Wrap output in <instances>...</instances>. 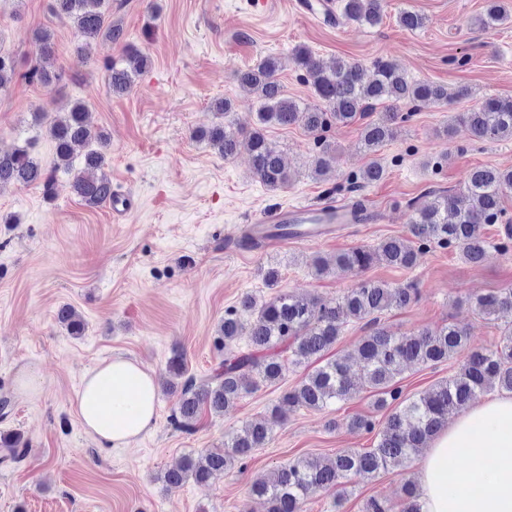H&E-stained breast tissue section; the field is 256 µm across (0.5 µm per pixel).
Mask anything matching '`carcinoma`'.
I'll return each mask as SVG.
<instances>
[{
	"instance_id": "1",
	"label": "carcinoma",
	"mask_w": 512,
	"mask_h": 512,
	"mask_svg": "<svg viewBox=\"0 0 512 512\" xmlns=\"http://www.w3.org/2000/svg\"><path fill=\"white\" fill-rule=\"evenodd\" d=\"M341 2L343 13L350 20L371 26L382 21V0ZM46 9L50 17L75 29L82 50L100 39L117 40L122 34L120 26L112 23L111 0H48ZM507 20L506 9L497 0H489L480 25L489 27ZM398 21L411 30L427 23L425 16L411 11L400 13ZM32 40L38 53L25 77L47 86L61 81L63 71L56 66L53 31L46 27L36 29ZM294 61L310 78L317 103L303 104L289 97L277 78L283 62L269 55L239 73L240 83L258 102L256 126L242 131L220 121L200 134L226 160L246 150L253 176L271 190L285 187L291 176L281 151L267 138L269 126L297 125L312 135L319 150L311 162V175L323 180L331 173L335 161L325 138L331 126L353 123L375 111L376 106H383L378 119L365 123L361 131L363 151L373 154L394 137L396 125L408 118L397 111L398 107L421 101L448 103L469 96L466 87L450 92L441 85L412 81L388 61L376 62L374 75L368 81L358 64L338 59L325 67L307 48L297 49ZM147 64L148 57L141 51L129 50L125 65L109 67L107 92L124 94ZM16 74L15 59L0 52V90L10 85ZM32 118L37 127L47 125L54 144L52 165H46L37 156L34 139L0 150V187L37 185L52 200L58 191V173L62 172L68 176L71 193L85 205L96 207L112 199V180L104 172L110 141L104 131L91 130L88 106L76 101L47 124L40 112L33 113ZM455 121L465 125L478 141L512 139V99L486 97L472 109L456 115ZM385 174V167L373 159L354 180L375 183ZM511 189L512 170L477 168L465 186L471 201L467 209L459 208L456 197L450 193L435 194L429 203L415 208L410 233L423 245L453 248L465 262L480 264L490 249L484 226L496 224L503 217L502 198ZM415 261L416 252L408 240L387 237L374 247H356L336 254L335 264L340 270L364 271L375 262L409 269ZM416 297L415 288H393L374 280H364L329 302L287 290L278 291L262 303L252 295L242 296L237 305L225 311L214 340L217 346L228 349L232 342L245 337L250 352L228 351L218 367L201 380L188 374L183 354L176 352L169 359L168 371L180 381L179 399L172 414L174 426L191 432L202 411L223 414L244 395L277 383L286 362L296 367L311 364L313 369L282 395L270 417L232 433L220 451L185 457L179 467L163 474V482L174 486L191 479L203 486L237 463L245 468L255 452L265 447L275 418L300 407L322 410L343 402L350 398L357 383L377 396L378 409L391 408L378 429L364 416L350 420L353 428L377 430L374 447L339 450L327 458L289 461L252 483L256 512H300V503L317 492L334 490L339 502L345 494L341 487L348 481L368 482L388 467L410 461L419 448L447 425L448 413L469 407L478 393L493 389L512 393L511 325L504 327L499 345L491 350L469 348L468 333L454 325L401 335L379 327L383 312L405 308ZM471 306L482 318H509L512 289L476 295L471 298ZM57 319L72 336L84 332V320L71 306L60 307ZM350 323H361L370 329L351 354L359 363L355 382L348 359L326 357ZM461 353L465 358L455 375L418 397H403L399 382L406 368L435 366ZM27 448L21 434L0 433V463L21 461Z\"/></svg>"
}]
</instances>
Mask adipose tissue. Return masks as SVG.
Masks as SVG:
<instances>
[{"label": "adipose tissue", "instance_id": "obj_1", "mask_svg": "<svg viewBox=\"0 0 512 512\" xmlns=\"http://www.w3.org/2000/svg\"><path fill=\"white\" fill-rule=\"evenodd\" d=\"M158 400L155 377L123 358L87 371L75 391L84 430L114 448L150 430ZM492 458L489 472L448 471L449 455ZM423 512H512V397H495L469 408L442 430L418 461L415 476Z\"/></svg>", "mask_w": 512, "mask_h": 512}]
</instances>
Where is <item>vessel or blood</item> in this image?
Masks as SVG:
<instances>
[{"mask_svg": "<svg viewBox=\"0 0 512 512\" xmlns=\"http://www.w3.org/2000/svg\"><path fill=\"white\" fill-rule=\"evenodd\" d=\"M354 221L353 205L331 200L264 209L251 218L249 227L259 236L270 225H288V232L268 239V246L276 248L288 244L336 241Z\"/></svg>", "mask_w": 512, "mask_h": 512, "instance_id": "b4317fda", "label": "vessel or blood"}]
</instances>
